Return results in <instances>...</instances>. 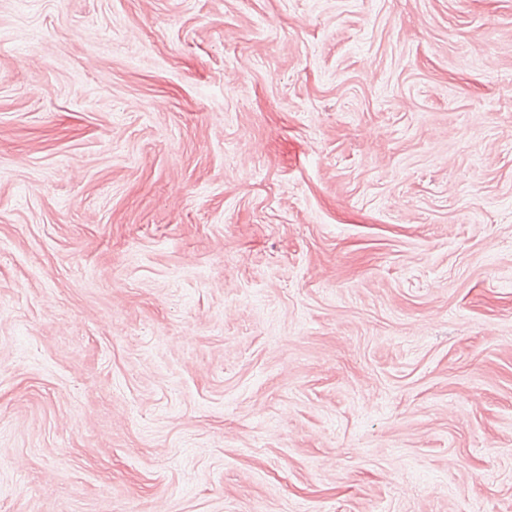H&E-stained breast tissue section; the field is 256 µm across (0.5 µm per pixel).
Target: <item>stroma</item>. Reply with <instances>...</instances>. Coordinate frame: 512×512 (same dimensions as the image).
Instances as JSON below:
<instances>
[{
    "label": "stroma",
    "mask_w": 512,
    "mask_h": 512,
    "mask_svg": "<svg viewBox=\"0 0 512 512\" xmlns=\"http://www.w3.org/2000/svg\"><path fill=\"white\" fill-rule=\"evenodd\" d=\"M0 512H512V0H0Z\"/></svg>",
    "instance_id": "35a3bbf8"
}]
</instances>
